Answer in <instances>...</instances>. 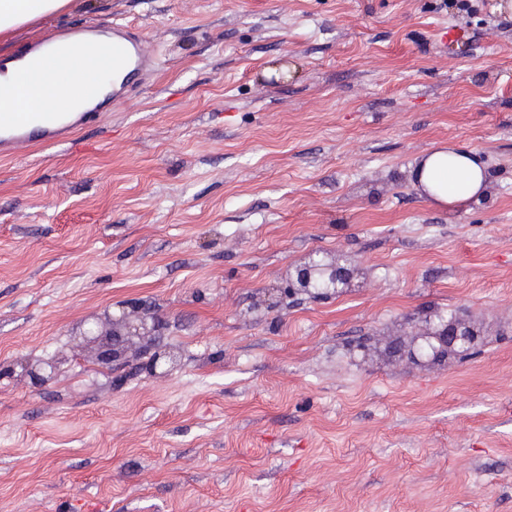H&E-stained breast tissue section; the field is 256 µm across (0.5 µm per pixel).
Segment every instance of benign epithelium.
I'll return each instance as SVG.
<instances>
[{
	"label": "benign epithelium",
	"instance_id": "obj_1",
	"mask_svg": "<svg viewBox=\"0 0 512 512\" xmlns=\"http://www.w3.org/2000/svg\"><path fill=\"white\" fill-rule=\"evenodd\" d=\"M356 273V267L345 258L315 253L292 267L288 277V289L293 294H310L312 289L321 288L328 295L345 287ZM106 320L109 328L103 330L96 326L89 329L84 336L85 342L94 349L100 364H111L134 337L146 339L150 345H155V325L148 324L147 317L132 319L125 313L115 318L108 314ZM474 336L471 322L456 313L450 318L441 317L438 321L429 323L420 333L405 335L396 340L391 349L398 356L414 363L433 362L450 348L473 346Z\"/></svg>",
	"mask_w": 512,
	"mask_h": 512
}]
</instances>
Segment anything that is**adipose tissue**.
I'll use <instances>...</instances> for the list:
<instances>
[{"label": "adipose tissue", "instance_id": "adipose-tissue-1", "mask_svg": "<svg viewBox=\"0 0 512 512\" xmlns=\"http://www.w3.org/2000/svg\"><path fill=\"white\" fill-rule=\"evenodd\" d=\"M73 0H0V37L42 17L59 14ZM65 59L55 51L45 52L37 61L35 75L40 85L37 96L20 101V108L39 112H81L88 103L82 96L84 58L74 46H67ZM413 177L418 189L438 205L452 208L481 195L489 172L479 156L462 146L451 145L419 161Z\"/></svg>", "mask_w": 512, "mask_h": 512}]
</instances>
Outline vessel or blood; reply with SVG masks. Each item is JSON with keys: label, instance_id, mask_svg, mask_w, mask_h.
Segmentation results:
<instances>
[{"label": "vessel or blood", "instance_id": "1", "mask_svg": "<svg viewBox=\"0 0 512 512\" xmlns=\"http://www.w3.org/2000/svg\"><path fill=\"white\" fill-rule=\"evenodd\" d=\"M62 35L77 39L78 48L88 61L85 96L89 101L99 98V73L103 64L112 66L115 75L112 95L116 98L139 85L156 67V60L149 53L142 35L130 25L116 23L105 31L75 25L64 29ZM32 70V64H17L13 85L0 92L7 99L6 104L0 105L1 155H11L19 147L34 143L55 145L66 141L75 129L88 126L98 115L94 109L70 114L30 112L12 106L11 98L32 95Z\"/></svg>", "mask_w": 512, "mask_h": 512}]
</instances>
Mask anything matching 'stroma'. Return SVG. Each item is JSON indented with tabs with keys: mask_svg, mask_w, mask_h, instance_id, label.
Masks as SVG:
<instances>
[{
	"mask_svg": "<svg viewBox=\"0 0 512 512\" xmlns=\"http://www.w3.org/2000/svg\"><path fill=\"white\" fill-rule=\"evenodd\" d=\"M157 72L73 143L0 157V512H512V15L444 0H75ZM456 144L484 193L411 180ZM360 270L281 296L313 252ZM146 313L99 365L79 337ZM460 310L474 355L388 359ZM43 386L24 362L49 357ZM413 177L417 188L428 198L442 207L453 208L481 195L489 172L474 151L448 145L419 161Z\"/></svg>",
	"mask_w": 512,
	"mask_h": 512,
	"instance_id": "35a3bbf8",
	"label": "stroma"
}]
</instances>
